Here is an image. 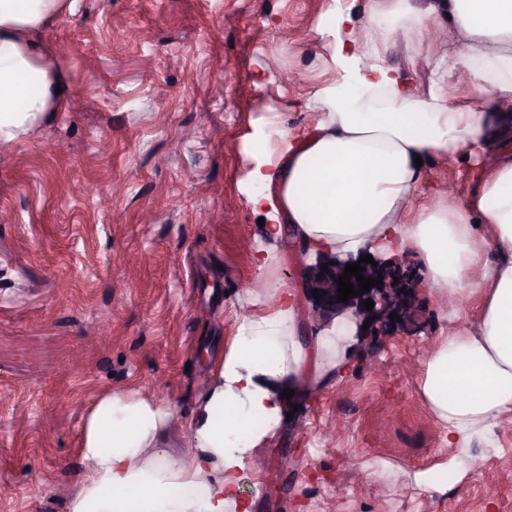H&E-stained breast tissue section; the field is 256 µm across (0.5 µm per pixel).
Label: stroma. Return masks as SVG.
Returning a JSON list of instances; mask_svg holds the SVG:
<instances>
[{"label":"stroma","mask_w":512,"mask_h":512,"mask_svg":"<svg viewBox=\"0 0 512 512\" xmlns=\"http://www.w3.org/2000/svg\"><path fill=\"white\" fill-rule=\"evenodd\" d=\"M369 3L73 0L36 32L65 95L0 141V512H67L83 418L105 392L168 401L181 437L253 309L250 141L315 123L314 92L341 74L331 17L362 20ZM385 62L424 90L437 78L401 39ZM469 185L435 159L417 199ZM270 250L267 288H303L291 238ZM409 269L411 320L371 322L350 373L303 382L237 473L252 512H512V418L452 448L420 391L428 352L481 299L456 308L418 257ZM98 323L107 345L86 337Z\"/></svg>","instance_id":"obj_1"}]
</instances>
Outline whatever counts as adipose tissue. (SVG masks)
I'll return each mask as SVG.
<instances>
[{
	"label": "adipose tissue",
	"instance_id": "ef3b65f1",
	"mask_svg": "<svg viewBox=\"0 0 512 512\" xmlns=\"http://www.w3.org/2000/svg\"><path fill=\"white\" fill-rule=\"evenodd\" d=\"M70 5L0 0V139L58 107L61 76L29 33ZM352 22L347 11L337 18L348 29L334 52L341 76L316 93V123L301 137L255 135L248 202L266 214L267 242L291 232L307 262L412 253L439 292L461 301L480 294L476 319L440 340L421 380L449 446L464 448L512 414V0H371L362 25ZM438 27L448 30L438 57L443 78L423 92L384 54L397 34L426 51ZM35 72L41 89L31 93ZM434 158L465 162V200L417 204L416 163ZM487 251L495 255L489 266ZM257 304L215 360L183 442L171 436L159 399L110 391L96 400L83 421L86 468L68 512H250L235 476L280 424L284 390L344 371V358L332 353L352 346L357 329L346 313L305 344L296 336L297 290ZM173 447L184 465L172 464Z\"/></svg>",
	"mask_w": 512,
	"mask_h": 512
}]
</instances>
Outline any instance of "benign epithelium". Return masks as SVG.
Here are the masks:
<instances>
[{
    "label": "benign epithelium",
    "mask_w": 512,
    "mask_h": 512,
    "mask_svg": "<svg viewBox=\"0 0 512 512\" xmlns=\"http://www.w3.org/2000/svg\"><path fill=\"white\" fill-rule=\"evenodd\" d=\"M327 270H322V267ZM407 266V259L401 258L393 264L385 261L377 262V266L369 263L361 264L364 275L367 278H376L378 276L386 280H398L397 284L389 286H372L370 290L363 294L354 296L346 302L337 301L338 285L336 280L344 273L346 262L335 259L329 263L320 262L313 267L307 268V277L305 279V290L308 298L311 299L312 307L308 316L315 318L327 313L345 314L352 313L356 318V324L360 325L364 320L373 316H381L385 322H390L389 315L395 313L400 316L401 321L405 322L411 316L413 302L416 293L417 284L414 280L405 275L404 267ZM406 292H401V289ZM324 292L320 299L313 298V291ZM372 300L373 309L367 310L364 307V301Z\"/></svg>",
    "instance_id": "7a95c632"
}]
</instances>
